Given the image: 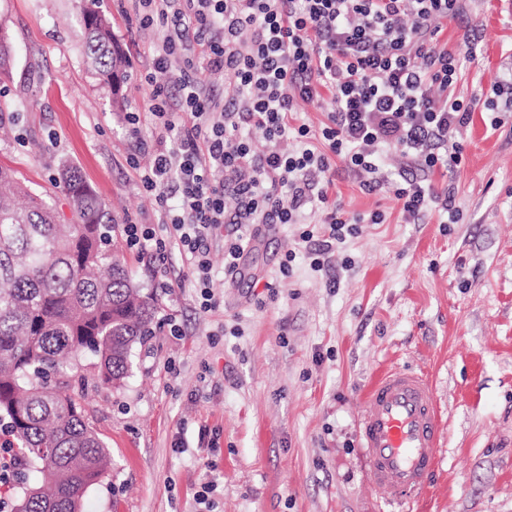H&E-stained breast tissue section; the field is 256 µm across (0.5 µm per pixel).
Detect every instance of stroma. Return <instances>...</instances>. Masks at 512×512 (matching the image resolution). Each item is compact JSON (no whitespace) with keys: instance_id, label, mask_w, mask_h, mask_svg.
<instances>
[{"instance_id":"35a3bbf8","label":"stroma","mask_w":512,"mask_h":512,"mask_svg":"<svg viewBox=\"0 0 512 512\" xmlns=\"http://www.w3.org/2000/svg\"><path fill=\"white\" fill-rule=\"evenodd\" d=\"M82 5L0 0L14 47L0 77V165L64 222L59 173L76 167L111 212L134 283L158 303L122 386H102L89 361L77 370L84 415L112 458L81 512H387L358 417L392 367L430 378L446 430L417 512H512V111L488 108L512 78V0H465L462 17L438 23L439 42L460 59L455 94L472 110L461 164L432 176L454 197L457 222L436 211L413 220L336 162L331 197L346 215L378 211L383 222L359 225L318 272L307 251L323 235L320 214L263 225L246 274L234 277L224 273L233 227L223 225L207 310L178 247L159 265L122 233L159 221L135 171L150 157L126 119L140 113L143 135L157 138L148 99L171 79L153 64L158 32L141 25L142 0H101L126 54L127 77L112 91L84 54Z\"/></svg>"}]
</instances>
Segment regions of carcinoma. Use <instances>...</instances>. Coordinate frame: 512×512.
<instances>
[{"label":"carcinoma","instance_id":"carcinoma-1","mask_svg":"<svg viewBox=\"0 0 512 512\" xmlns=\"http://www.w3.org/2000/svg\"><path fill=\"white\" fill-rule=\"evenodd\" d=\"M98 2L90 0L82 36L90 64L111 84L125 57ZM11 57L1 34V76ZM60 179L72 210L67 224L0 166V427L39 473L22 488L18 512H79L107 474L109 451L82 414L71 371L91 355L103 384L123 381L157 310L112 256L105 204L73 167L63 166Z\"/></svg>","mask_w":512,"mask_h":512}]
</instances>
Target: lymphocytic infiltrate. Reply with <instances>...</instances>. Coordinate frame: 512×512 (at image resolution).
<instances>
[{"instance_id":"1","label":"lymphocytic infiltrate","mask_w":512,"mask_h":512,"mask_svg":"<svg viewBox=\"0 0 512 512\" xmlns=\"http://www.w3.org/2000/svg\"><path fill=\"white\" fill-rule=\"evenodd\" d=\"M141 23L158 26L154 66L172 72L153 88L149 112L173 144L154 150L138 169L143 188L162 214L160 225L124 227L130 249L165 257L177 244L209 299L210 240H224V271L237 275L263 224H295L305 208L324 212L328 237L311 266L321 270L355 219L319 181L334 160L365 177L368 190L393 193L417 217L452 213L448 194L429 176L460 158L456 141L471 111L453 92L458 59L438 48L436 23L457 18L461 0H143ZM202 45L182 58L189 40ZM233 75L235 90L221 101L206 94L203 74ZM327 101L330 122L319 134L292 125L299 102ZM260 132L265 152L254 155L241 127ZM318 136L321 147L310 144ZM294 137L299 149L286 152ZM401 150L421 177L396 180L383 172L388 149Z\"/></svg>"}]
</instances>
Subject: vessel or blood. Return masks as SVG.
<instances>
[{
  "label": "vessel or blood",
  "instance_id": "b4317fda",
  "mask_svg": "<svg viewBox=\"0 0 512 512\" xmlns=\"http://www.w3.org/2000/svg\"><path fill=\"white\" fill-rule=\"evenodd\" d=\"M359 437L375 488L388 501L412 508L444 437L432 382L398 367L383 372L363 398Z\"/></svg>",
  "mask_w": 512,
  "mask_h": 512
}]
</instances>
